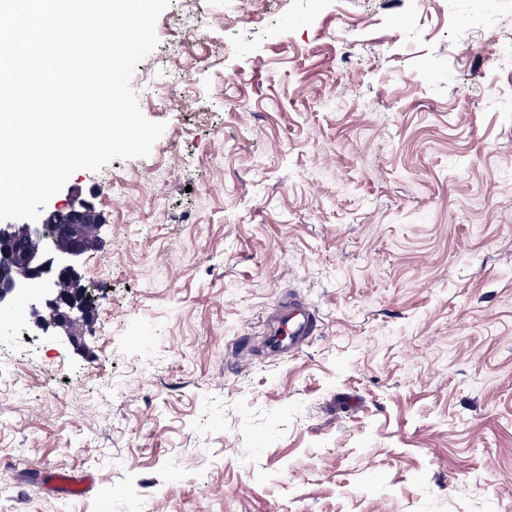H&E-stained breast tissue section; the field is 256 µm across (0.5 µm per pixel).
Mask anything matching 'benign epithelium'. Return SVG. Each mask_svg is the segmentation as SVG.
I'll use <instances>...</instances> for the list:
<instances>
[{"label": "benign epithelium", "mask_w": 512, "mask_h": 512, "mask_svg": "<svg viewBox=\"0 0 512 512\" xmlns=\"http://www.w3.org/2000/svg\"><path fill=\"white\" fill-rule=\"evenodd\" d=\"M93 216L90 203L75 199L38 223L0 222V307L25 293L34 326L59 336L70 337L79 322L90 321V290L76 296L69 284L98 246L96 225L87 223Z\"/></svg>", "instance_id": "1"}]
</instances>
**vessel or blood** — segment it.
Returning a JSON list of instances; mask_svg holds the SVG:
<instances>
[{"label":"vessel or blood","mask_w":512,"mask_h":512,"mask_svg":"<svg viewBox=\"0 0 512 512\" xmlns=\"http://www.w3.org/2000/svg\"><path fill=\"white\" fill-rule=\"evenodd\" d=\"M321 326L315 307L297 294H285L267 316L258 350L270 357L293 356L319 334Z\"/></svg>","instance_id":"b4317fda"}]
</instances>
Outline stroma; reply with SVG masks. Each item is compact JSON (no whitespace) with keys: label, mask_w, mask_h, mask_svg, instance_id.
I'll return each instance as SVG.
<instances>
[{"label":"stroma","mask_w":512,"mask_h":512,"mask_svg":"<svg viewBox=\"0 0 512 512\" xmlns=\"http://www.w3.org/2000/svg\"><path fill=\"white\" fill-rule=\"evenodd\" d=\"M253 10L171 0L164 134L52 197L95 315L0 330V512H512V0ZM291 291L321 334L242 355Z\"/></svg>","instance_id":"35a3bbf8"}]
</instances>
